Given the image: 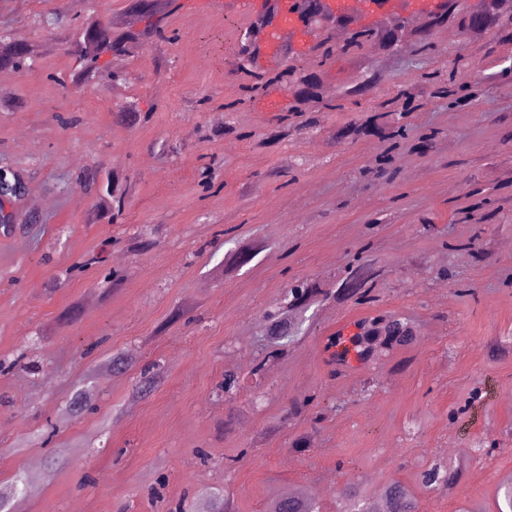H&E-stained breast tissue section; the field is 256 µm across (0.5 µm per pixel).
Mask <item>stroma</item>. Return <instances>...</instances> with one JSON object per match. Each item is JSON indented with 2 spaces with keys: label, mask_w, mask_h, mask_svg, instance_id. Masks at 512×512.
I'll use <instances>...</instances> for the list:
<instances>
[{
  "label": "stroma",
  "mask_w": 512,
  "mask_h": 512,
  "mask_svg": "<svg viewBox=\"0 0 512 512\" xmlns=\"http://www.w3.org/2000/svg\"><path fill=\"white\" fill-rule=\"evenodd\" d=\"M130 4L0 0V43L35 49L29 69L0 67V158L26 184L0 233L15 512H202L214 494L267 512L292 491L347 512L345 485L374 499L393 482L419 512H496L512 477V0H459L444 23L358 0L266 66L244 43L267 36L272 0H181L174 42L64 89L77 27L143 30ZM91 173L118 177L120 219ZM359 256L367 302L340 294ZM302 283L316 294L291 307ZM378 319L406 338L337 364L330 338ZM80 389L94 411H73ZM436 464L459 468L452 492L423 484Z\"/></svg>",
  "instance_id": "1"
}]
</instances>
